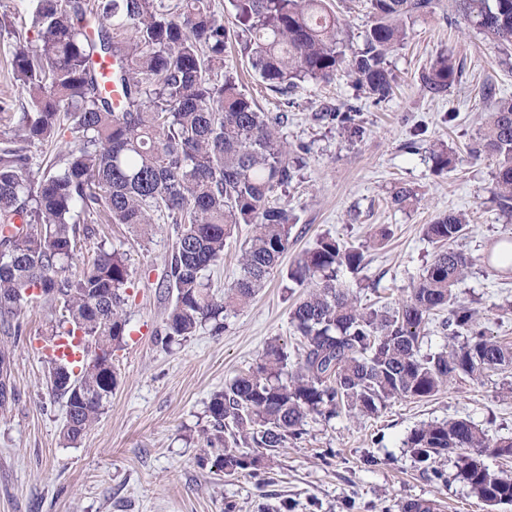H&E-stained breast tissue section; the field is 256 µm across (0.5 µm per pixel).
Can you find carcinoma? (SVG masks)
Wrapping results in <instances>:
<instances>
[{
  "mask_svg": "<svg viewBox=\"0 0 512 512\" xmlns=\"http://www.w3.org/2000/svg\"><path fill=\"white\" fill-rule=\"evenodd\" d=\"M40 45L19 38L12 72L25 105L1 112L14 124L0 143V324L10 328L35 299L54 317L51 336L80 337L79 362L50 359L47 385L65 399L63 438L77 442L99 420L117 387L112 352L126 336L128 259L116 250L86 248L94 224L173 227L160 287L172 304L157 341L167 347L227 319L265 287L292 241L296 218L284 193L306 166L311 147L280 136L286 115L261 111L224 70L230 42L267 89L283 94L298 83H330L347 71L376 102L393 93L388 55L407 38V23L434 13L439 0H367L372 23L355 48L343 19L327 0H229L236 34L212 0H29ZM456 11L498 47L512 49V0H455ZM110 61L104 91L98 61ZM224 72V81L209 74ZM461 69L440 54L421 75L433 96L448 91ZM482 133L474 159L496 163L499 210L512 215V95L484 89ZM357 107L318 119L338 125L350 141L364 138ZM70 134L77 146L46 167L31 148ZM434 172L448 173L453 152L432 150ZM241 224L253 235L238 257L239 277L214 292L206 271L224 260V246ZM462 213L439 215L423 227L438 250L402 301L363 307L339 274L366 264L364 246L330 235L317 239L288 267L285 288L303 289L290 310L301 352L267 343L256 367L230 379L208 405L206 448L220 470L257 472L260 459L301 437L308 415L328 420L345 408L376 415L391 399L431 397L462 381L512 372V344L493 336L454 286L474 258L453 247L466 233ZM512 269V239L485 257ZM81 266L78 274L69 272ZM451 343L420 354V337L434 317ZM12 397L10 358L0 350V406ZM423 473L447 481L435 463L456 457L457 476L486 505H512V473L491 471L468 451L494 448L512 456V438L493 440L465 419L433 422L404 442Z\"/></svg>",
  "mask_w": 512,
  "mask_h": 512,
  "instance_id": "cac0c4a2",
  "label": "carcinoma"
}]
</instances>
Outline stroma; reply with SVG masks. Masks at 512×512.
<instances>
[{
	"mask_svg": "<svg viewBox=\"0 0 512 512\" xmlns=\"http://www.w3.org/2000/svg\"><path fill=\"white\" fill-rule=\"evenodd\" d=\"M26 7L27 0H0L6 21L0 28V101L18 98L11 67L18 36L37 37ZM453 11L452 0H440L433 14L410 24L405 46L389 58L396 93L379 103L344 72L331 83L304 82L280 95L266 89L246 58L229 54L226 66L239 74L243 93L263 109L286 112L284 139L312 148L286 196L298 222L283 265L228 319L222 335L203 328L164 350L154 332L171 304L157 288L174 241L171 225H98L90 248H116L128 257L127 334L112 357L118 385L98 423L76 444H66L65 401L48 388L39 353L50 338V310L32 302L21 335L0 331L15 389L14 400L0 407V512H224L228 501L237 512H400L403 502L417 499L439 501L443 512H512V506L490 509L455 479L454 459L442 463L448 483L431 482L404 446L422 424L461 418L489 435L512 438L510 373L455 384L423 400L393 399L370 418L310 415L301 438L267 459L272 481L265 485L244 472L224 474L201 457L212 396L255 365L267 342L296 353L286 266L323 235L368 244L365 267L343 272L341 280L359 289L361 303H394L436 251L423 237V225L448 211L468 213L469 230L457 246L478 262L457 291L494 336L512 342V273L480 261L497 241L512 236V218L496 203L494 162L467 152L482 128L484 87L512 95V62ZM447 50L462 73L434 97L420 75ZM350 104L358 105L366 129L354 143L338 126L315 117L321 109L342 111ZM410 141L419 152H406ZM440 141L457 152L456 168L446 175L435 174L430 159ZM401 186L417 197L397 207L391 196ZM382 226L388 239L370 245Z\"/></svg>",
	"mask_w": 512,
	"mask_h": 512,
	"instance_id": "1",
	"label": "stroma"
}]
</instances>
